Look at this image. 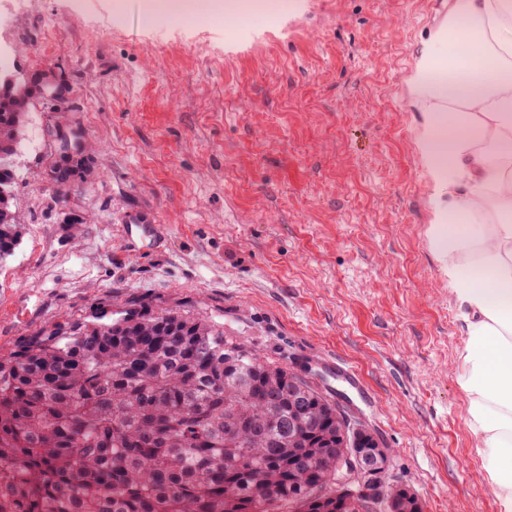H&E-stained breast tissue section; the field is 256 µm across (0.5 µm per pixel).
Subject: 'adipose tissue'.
<instances>
[{
    "instance_id": "ef3b65f1",
    "label": "adipose tissue",
    "mask_w": 512,
    "mask_h": 512,
    "mask_svg": "<svg viewBox=\"0 0 512 512\" xmlns=\"http://www.w3.org/2000/svg\"><path fill=\"white\" fill-rule=\"evenodd\" d=\"M430 244L463 322L457 383L487 487L512 512V0H448L409 78Z\"/></svg>"
}]
</instances>
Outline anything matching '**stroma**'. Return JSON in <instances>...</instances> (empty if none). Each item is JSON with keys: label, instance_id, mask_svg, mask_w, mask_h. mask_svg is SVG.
Instances as JSON below:
<instances>
[{"label": "stroma", "instance_id": "1", "mask_svg": "<svg viewBox=\"0 0 512 512\" xmlns=\"http://www.w3.org/2000/svg\"><path fill=\"white\" fill-rule=\"evenodd\" d=\"M150 0H0V49L38 84L0 262V356L138 299L330 376L427 512H499L457 384L460 312L428 243L408 78L448 0H288L224 24ZM154 218L129 245L128 210Z\"/></svg>", "mask_w": 512, "mask_h": 512}]
</instances>
